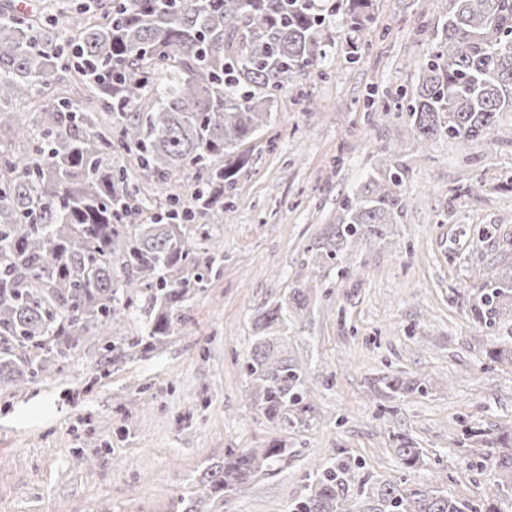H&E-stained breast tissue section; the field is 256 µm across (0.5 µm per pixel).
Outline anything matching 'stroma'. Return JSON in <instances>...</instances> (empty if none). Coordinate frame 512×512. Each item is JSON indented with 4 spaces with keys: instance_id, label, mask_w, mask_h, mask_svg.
Instances as JSON below:
<instances>
[{
    "instance_id": "stroma-1",
    "label": "stroma",
    "mask_w": 512,
    "mask_h": 512,
    "mask_svg": "<svg viewBox=\"0 0 512 512\" xmlns=\"http://www.w3.org/2000/svg\"><path fill=\"white\" fill-rule=\"evenodd\" d=\"M449 9L373 0L355 62L339 22L321 30L319 70L278 96L269 126L236 148L248 169L223 223L209 227L224 258L178 335L109 363L87 347L61 372L0 387V512H180L207 465L273 440L287 444V460L224 512H288L314 468L339 454L383 482L490 498L492 475L468 467V450L475 435L486 452L512 450V368L486 357L512 319L476 322L462 291L512 266V112L489 140L461 147L421 144L406 112L361 105L374 88L392 100L416 88ZM397 168L406 213L386 240L349 251L356 274L313 255L345 199ZM300 284L316 289L313 311L289 321L288 349L308 364L320 417L293 432L266 423L243 391L252 315ZM388 374L423 389L391 396L380 383ZM399 433L422 449L418 467L395 456Z\"/></svg>"
}]
</instances>
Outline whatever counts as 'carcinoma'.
Here are the masks:
<instances>
[{"mask_svg": "<svg viewBox=\"0 0 512 512\" xmlns=\"http://www.w3.org/2000/svg\"><path fill=\"white\" fill-rule=\"evenodd\" d=\"M371 0H73L66 33L56 14L0 10V129L22 135L20 152L0 148V383L45 378L98 336H110L145 293L148 334L99 346L103 358L145 357L180 331L185 302L205 287L223 244L189 225L221 224L246 160L233 145L271 121L277 94L300 86L320 65L319 30L341 16L363 29ZM90 90L88 106L117 115L120 129L100 127L93 113L57 96L58 68ZM146 112L130 107L145 94ZM423 143L447 138L461 147L488 140L512 112V0H451L448 17L427 47L423 78L399 94ZM36 101L30 122L10 110ZM115 154L133 158L147 182L192 178L191 198L171 196L149 224H129L143 210L140 188ZM403 172L372 180L345 200L339 223L313 249L340 260L352 247L388 237L407 199ZM314 289L297 286L253 317L245 397L270 425L306 429L318 416L304 363L287 348L288 315L311 313ZM473 319L496 325L512 315V267L464 300ZM512 366V344L486 352ZM390 394L421 388L392 374ZM401 464L419 465L422 449L405 441ZM288 459V447L230 449L206 467L182 512H224L255 479ZM494 496L477 507L428 486L381 482L348 456L322 463L307 494L288 512H512V453L491 460Z\"/></svg>", "mask_w": 512, "mask_h": 512, "instance_id": "carcinoma-1", "label": "carcinoma"}]
</instances>
